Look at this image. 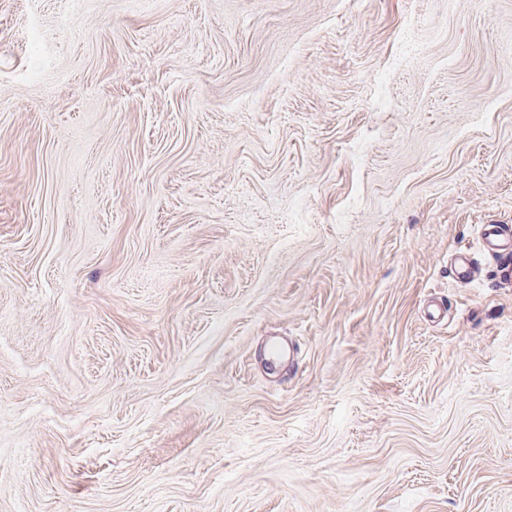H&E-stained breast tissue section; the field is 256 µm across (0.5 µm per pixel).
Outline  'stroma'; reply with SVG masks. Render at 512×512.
I'll return each mask as SVG.
<instances>
[{
  "instance_id": "35a3bbf8",
  "label": "stroma",
  "mask_w": 512,
  "mask_h": 512,
  "mask_svg": "<svg viewBox=\"0 0 512 512\" xmlns=\"http://www.w3.org/2000/svg\"><path fill=\"white\" fill-rule=\"evenodd\" d=\"M484 224L512 0H0V512H512Z\"/></svg>"
}]
</instances>
